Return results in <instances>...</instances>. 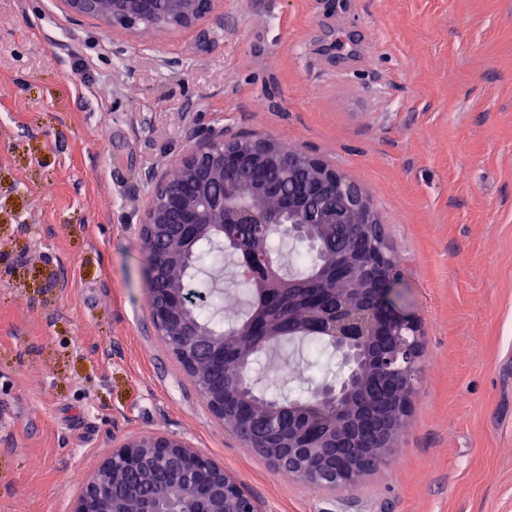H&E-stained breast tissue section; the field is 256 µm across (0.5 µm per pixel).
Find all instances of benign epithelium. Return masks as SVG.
<instances>
[{"instance_id":"obj_1","label":"benign epithelium","mask_w":512,"mask_h":512,"mask_svg":"<svg viewBox=\"0 0 512 512\" xmlns=\"http://www.w3.org/2000/svg\"><path fill=\"white\" fill-rule=\"evenodd\" d=\"M75 21L94 20L107 28L154 32L223 23L218 0H60ZM275 168L299 192L284 190L267 179ZM182 178L155 180L140 218V235L148 253L150 319L170 353L205 399L213 419L232 422L249 450L274 469L332 490H351L393 453L400 419L417 393L419 377L407 339L418 332L414 317L401 302V276L386 248L385 234L369 198L360 186L322 161L299 151H286L268 139L226 137L212 131L191 145L178 164ZM292 240L314 247L319 226L352 224L370 241L365 250L347 248L322 271L324 287L305 280L284 283L279 266L259 254L241 236L253 237L270 225ZM233 253L236 267L260 288L268 315H252L232 335L215 332L191 314L179 276L193 264L199 243ZM357 274L353 292L375 323L368 340L347 313L340 281ZM336 294V311H324L323 293ZM327 337L340 364L350 365L341 386L325 382L312 394L318 416L338 418L337 431L324 438L315 430L283 429L270 423L256 430L239 401L247 389L244 371L252 354L275 337ZM236 343L242 356L229 380L216 377L224 369V343ZM368 422L378 424L373 439L361 436ZM192 512H256L253 500L224 466L186 438L152 431L131 435L107 455L83 482L71 512H170L181 500Z\"/></svg>"}]
</instances>
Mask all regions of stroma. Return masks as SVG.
<instances>
[{
	"instance_id": "stroma-1",
	"label": "stroma",
	"mask_w": 512,
	"mask_h": 512,
	"mask_svg": "<svg viewBox=\"0 0 512 512\" xmlns=\"http://www.w3.org/2000/svg\"><path fill=\"white\" fill-rule=\"evenodd\" d=\"M220 9V26L133 35L0 0V512H70L113 446L154 430L222 464L258 512H512V0ZM217 128L343 173L400 261L419 390L353 490L254 455L153 330L150 176ZM297 364L339 376L293 346L254 373L291 393Z\"/></svg>"
}]
</instances>
